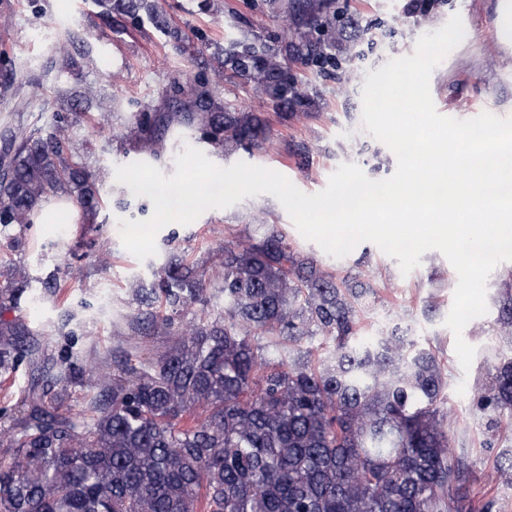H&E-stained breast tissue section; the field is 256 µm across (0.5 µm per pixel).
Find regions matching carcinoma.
I'll list each match as a JSON object with an SVG mask.
<instances>
[{
    "instance_id": "obj_1",
    "label": "carcinoma",
    "mask_w": 512,
    "mask_h": 512,
    "mask_svg": "<svg viewBox=\"0 0 512 512\" xmlns=\"http://www.w3.org/2000/svg\"><path fill=\"white\" fill-rule=\"evenodd\" d=\"M108 14L149 18L166 36L159 0H98ZM283 34L270 46L245 37L224 48V70L275 107L306 111L311 100L289 72L290 58L320 68L349 54L335 0H278ZM5 81L24 75L3 62ZM171 112H135L127 126L154 145L171 126L195 129L226 150L267 138L254 112H231L202 77ZM69 113L49 132L17 126L0 147V226L41 220L64 200L84 217L101 205L99 185L73 159L64 134ZM223 304L209 308L207 282ZM25 272L0 270V300L20 301ZM371 292L288 250L274 227L256 243L224 242L218 274L172 257L149 288L136 290L138 336H166L146 362L127 358L112 375L89 378L97 392L80 413L62 409L56 388L87 369L62 363L33 384L23 413L0 432V512H471V468L451 450L440 409L447 374L431 350L404 343L399 327L354 344ZM201 314L180 325L172 311ZM512 327V290L499 304ZM34 335L20 320L0 321V372L25 357ZM329 338L314 362L303 343ZM489 427L512 417V357L493 365L478 398Z\"/></svg>"
}]
</instances>
